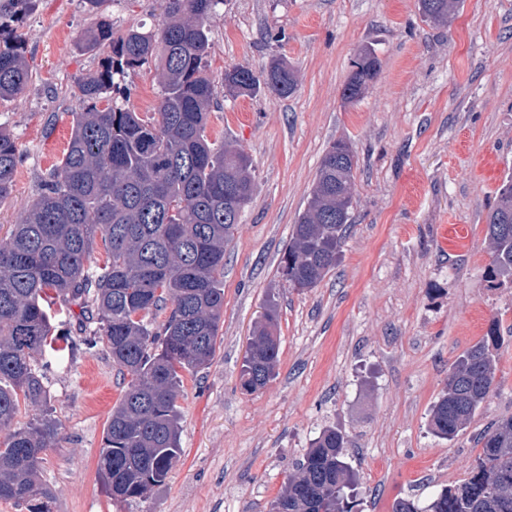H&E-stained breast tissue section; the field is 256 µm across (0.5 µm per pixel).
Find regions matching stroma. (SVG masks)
<instances>
[{"mask_svg": "<svg viewBox=\"0 0 512 512\" xmlns=\"http://www.w3.org/2000/svg\"><path fill=\"white\" fill-rule=\"evenodd\" d=\"M114 32L152 27L162 0H105ZM93 21L82 0H38L24 22L33 80L0 101V123L23 159L0 201V238L18 223L39 176L61 160L79 104L77 82L97 56L78 37ZM218 83L210 138L249 154L250 201L224 252V317L213 360L182 374L183 454L149 498L116 502L97 462L126 382L104 350L59 365L36 360L59 440L43 456L51 512H269L289 474L328 428L345 437L356 477L353 512L427 504L466 479L479 437L512 416V284L486 275V216L512 175V0H463L451 24L426 21L418 0H224L209 23ZM282 32V42L270 36ZM372 46L374 87L347 104L351 61ZM291 64L294 92L231 95L225 69ZM127 108L154 111V69L128 72ZM356 154L352 224L334 270L314 288L289 286L281 258L306 210L326 150ZM279 313L275 375L248 393L240 370L267 302ZM499 321L495 387L453 440L432 408L456 358Z\"/></svg>", "mask_w": 512, "mask_h": 512, "instance_id": "35a3bbf8", "label": "stroma"}]
</instances>
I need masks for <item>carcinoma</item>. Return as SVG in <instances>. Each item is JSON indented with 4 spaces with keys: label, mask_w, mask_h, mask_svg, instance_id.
Returning a JSON list of instances; mask_svg holds the SVG:
<instances>
[{
    "label": "carcinoma",
    "mask_w": 512,
    "mask_h": 512,
    "mask_svg": "<svg viewBox=\"0 0 512 512\" xmlns=\"http://www.w3.org/2000/svg\"><path fill=\"white\" fill-rule=\"evenodd\" d=\"M37 0H0V100L21 95L32 82L25 57L24 21ZM105 0H83L95 22L80 47L102 56L98 69L78 82L79 110L60 162L40 176L29 208L10 237L0 239V499L27 512H51V489L39 477L42 452L59 436L49 410L20 428V402L46 403L33 361L61 348L47 291L61 304L80 308L83 350L101 348L128 378L99 453L97 471L115 501L145 499L162 487L182 455L181 414L176 405L180 371L210 363L224 316V245L253 191L252 160L206 129L214 108L215 80L208 73L207 22L224 0H164L159 28L112 31ZM461 0H419L424 18L451 23ZM361 48L343 89L353 103L375 83L379 61ZM154 64L161 87L155 111L140 116L118 104L125 75ZM225 88L238 96L290 95L293 68L274 59L256 74L224 70ZM22 161L16 138L0 124V201L7 198ZM355 155L344 141L325 152L308 207L282 259L285 280L314 288L336 266L350 221ZM491 282L512 280V178L498 189L487 216ZM106 261L87 266L96 241ZM169 311L153 326L151 312ZM498 323L460 355L431 413L432 433L453 439L488 400L494 384ZM280 348L278 310L267 304L240 375L253 393L274 376ZM354 473L344 437L324 430L288 477L270 512H352ZM392 512H512V417L482 438L469 476L442 489L421 508L394 501Z\"/></svg>",
    "instance_id": "1"
}]
</instances>
